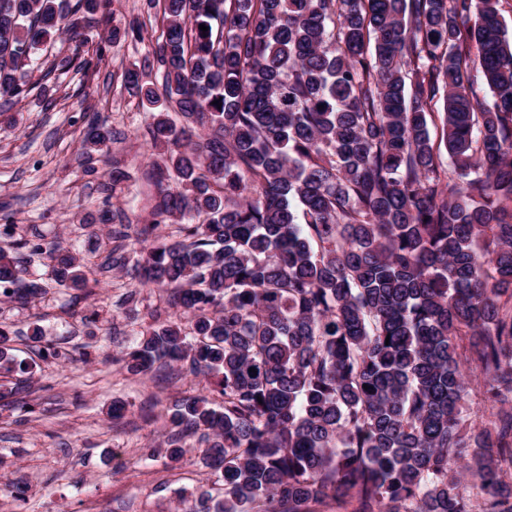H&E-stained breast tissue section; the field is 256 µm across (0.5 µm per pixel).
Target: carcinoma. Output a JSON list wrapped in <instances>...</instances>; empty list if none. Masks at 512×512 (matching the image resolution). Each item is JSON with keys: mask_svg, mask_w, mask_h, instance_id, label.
<instances>
[{"mask_svg": "<svg viewBox=\"0 0 512 512\" xmlns=\"http://www.w3.org/2000/svg\"><path fill=\"white\" fill-rule=\"evenodd\" d=\"M162 4L145 58L159 192L108 261L6 215L0 299L89 290L108 270L171 291L192 331L156 315L124 354L205 379L165 416L169 457L201 433L224 495L186 512H512V41L500 0H146ZM112 0H0V99L96 67L85 30ZM102 14V19L95 17ZM209 27L202 31L199 25ZM64 40L72 53L43 57ZM40 81H32L34 63ZM493 102L472 90L471 69ZM219 104H213V101ZM443 102L448 175L427 114ZM82 149L109 151L94 124ZM178 225V236L158 234ZM482 376L490 419L462 406ZM256 372H251V369ZM29 367L0 327V398ZM262 401H257V398ZM220 400L217 406L212 401Z\"/></svg>", "mask_w": 512, "mask_h": 512, "instance_id": "obj_1", "label": "carcinoma"}]
</instances>
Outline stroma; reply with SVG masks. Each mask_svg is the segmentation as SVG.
Wrapping results in <instances>:
<instances>
[{
  "label": "stroma",
  "mask_w": 512,
  "mask_h": 512,
  "mask_svg": "<svg viewBox=\"0 0 512 512\" xmlns=\"http://www.w3.org/2000/svg\"><path fill=\"white\" fill-rule=\"evenodd\" d=\"M111 24L142 25L143 38L114 44L89 76L44 82L0 116V207L16 223L36 225L45 240H63L97 262L105 253L96 250L90 226L102 211L145 224L157 195L144 136L150 114L123 76L137 68L144 82L154 81L142 60L160 26L144 0H113ZM96 114L112 144L88 162L81 139ZM116 166L125 178L108 197L102 187ZM158 302V289L137 287L132 272L111 271L79 300L53 286L32 303H0L15 353L32 367L28 410L0 405V512H179L202 493L219 494L196 438L186 439L180 460L166 454L162 416L198 394L196 379L169 367L142 378L122 361ZM92 313L97 322H86ZM36 327L67 353L66 362L40 357L27 340ZM116 402L126 406L117 419L110 415Z\"/></svg>",
  "instance_id": "obj_1"
}]
</instances>
